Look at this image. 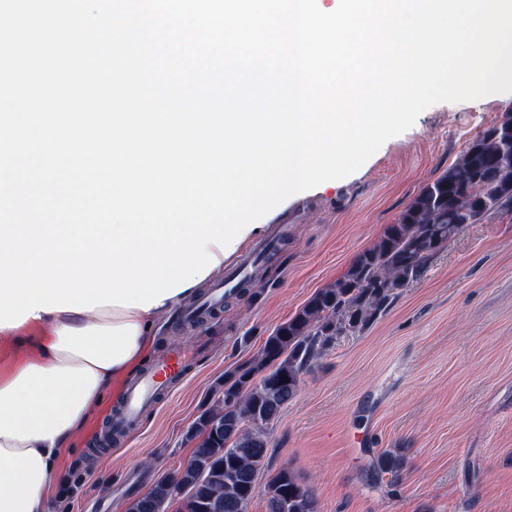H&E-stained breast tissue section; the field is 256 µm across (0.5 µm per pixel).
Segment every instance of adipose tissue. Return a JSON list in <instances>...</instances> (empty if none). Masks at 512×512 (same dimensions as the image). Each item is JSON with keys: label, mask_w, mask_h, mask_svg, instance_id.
Instances as JSON below:
<instances>
[{"label": "adipose tissue", "mask_w": 512, "mask_h": 512, "mask_svg": "<svg viewBox=\"0 0 512 512\" xmlns=\"http://www.w3.org/2000/svg\"><path fill=\"white\" fill-rule=\"evenodd\" d=\"M198 286L143 310L35 311L0 337V512H49L58 464L88 435L106 395L144 363L166 320Z\"/></svg>", "instance_id": "adipose-tissue-1"}]
</instances>
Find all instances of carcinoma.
I'll use <instances>...</instances> for the list:
<instances>
[{
    "label": "carcinoma",
    "mask_w": 512,
    "mask_h": 512,
    "mask_svg": "<svg viewBox=\"0 0 512 512\" xmlns=\"http://www.w3.org/2000/svg\"><path fill=\"white\" fill-rule=\"evenodd\" d=\"M512 208V109L469 140L457 159L426 183L334 283L316 291L265 339L247 363L224 372L221 397L199 416L188 440L190 463L159 478L127 512H247L269 432L283 407L340 336L364 331L419 282L432 257L467 226ZM376 473L402 480L406 457L387 449ZM268 512H316L308 486L281 469L267 486Z\"/></svg>",
    "instance_id": "carcinoma-1"
}]
</instances>
